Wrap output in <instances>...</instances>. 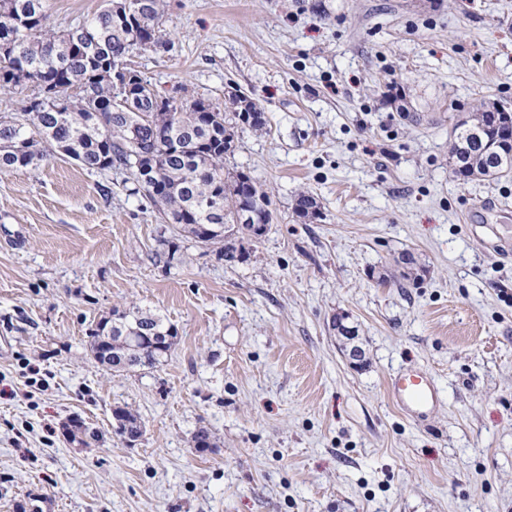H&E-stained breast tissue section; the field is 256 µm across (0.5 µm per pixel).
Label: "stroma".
I'll list each match as a JSON object with an SVG mask.
<instances>
[{
	"label": "stroma",
	"instance_id": "1",
	"mask_svg": "<svg viewBox=\"0 0 512 512\" xmlns=\"http://www.w3.org/2000/svg\"><path fill=\"white\" fill-rule=\"evenodd\" d=\"M102 4L47 0L49 22ZM510 22L512 0H170L172 51L129 62L166 95L261 104L266 128L225 166L275 219L230 266L129 171L58 154L0 171V512H512V174L448 168L462 113L512 106ZM303 189L322 220L295 217ZM403 252L426 274L377 285ZM133 305L178 338L116 373L88 334ZM343 312L354 335L332 327ZM401 366L442 391L427 425L388 392ZM119 407L144 423L135 445ZM71 415L103 441L67 440ZM113 415L117 422L115 432L118 436L125 439L127 434L133 432H141L142 435L144 424L137 413L126 408H116Z\"/></svg>",
	"mask_w": 512,
	"mask_h": 512
}]
</instances>
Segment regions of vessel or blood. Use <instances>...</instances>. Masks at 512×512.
Segmentation results:
<instances>
[{
	"label": "vessel or blood",
	"instance_id": "obj_1",
	"mask_svg": "<svg viewBox=\"0 0 512 512\" xmlns=\"http://www.w3.org/2000/svg\"><path fill=\"white\" fill-rule=\"evenodd\" d=\"M387 385L400 412L418 424L430 420L443 403L433 376L423 370H399L390 375Z\"/></svg>",
	"mask_w": 512,
	"mask_h": 512
}]
</instances>
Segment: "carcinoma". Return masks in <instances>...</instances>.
Instances as JSON below:
<instances>
[{
  "label": "carcinoma",
  "instance_id": "obj_1",
  "mask_svg": "<svg viewBox=\"0 0 512 512\" xmlns=\"http://www.w3.org/2000/svg\"><path fill=\"white\" fill-rule=\"evenodd\" d=\"M122 16L112 2L84 23L56 31L46 24V0H0V94L32 83L42 95L19 117L0 116V170L27 167L46 157L51 146L87 171L129 170L161 219L204 244L224 243V262L243 260L236 241L258 239L273 223L267 192L250 176L224 167L234 152L238 131L261 130L264 109L236 89L224 95V108L198 98L160 95L141 72L127 69L124 86L113 80L118 58L137 50L162 48L160 26L167 0H132ZM67 96L60 109L54 102ZM512 109L484 100L458 120L448 134V163L462 181L489 180L512 173ZM300 219L321 217L307 191L294 196ZM396 268L380 276V286L407 287L420 277L414 259L399 257ZM129 327L104 321L92 330L94 358L113 371L153 367L172 344L177 330L158 314L136 311ZM122 438L143 431L140 416L127 408L113 411Z\"/></svg>",
  "mask_w": 512,
  "mask_h": 512
}]
</instances>
